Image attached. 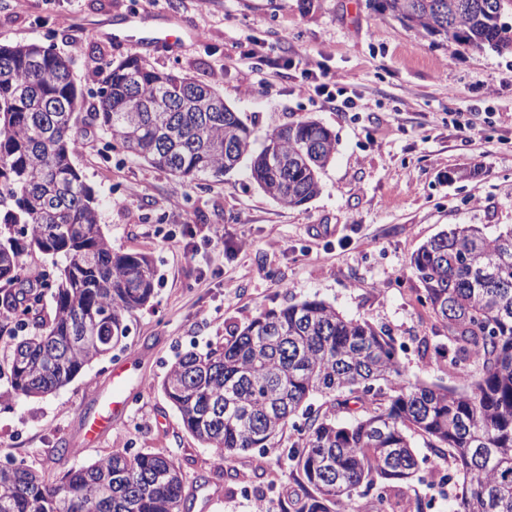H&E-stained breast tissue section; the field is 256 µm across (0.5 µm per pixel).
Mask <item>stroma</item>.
I'll list each match as a JSON object with an SVG mask.
<instances>
[{
    "label": "stroma",
    "instance_id": "1",
    "mask_svg": "<svg viewBox=\"0 0 512 512\" xmlns=\"http://www.w3.org/2000/svg\"><path fill=\"white\" fill-rule=\"evenodd\" d=\"M132 14L188 32L144 61L214 88L256 140L314 120L335 135L336 154L318 195L286 208L246 168L184 185L80 124L84 147L73 162L101 202L102 230L113 250L153 259L155 294L129 318L122 347L44 398L5 397L15 341L0 337V462L22 461L53 479L115 448L151 450L180 466L190 512H253L258 497L276 506L292 485L285 449L239 454L216 473L212 449L184 430L162 379L179 355L205 350L258 309L315 297L389 329L407 380L459 385L449 355L421 352V340H448L419 301L410 260L451 225L512 224V54L433 45L366 0H0V44L36 42L69 57L89 99L107 63L125 56L109 33ZM256 40L267 56L251 54ZM270 56L287 67H268ZM311 61L356 94V108L300 91ZM467 120L476 132L458 129ZM243 239L247 249L234 251ZM128 362L125 415L97 446L80 449L84 418L99 412L113 370ZM412 441L419 479L398 493L421 497L425 512H449L440 489L453 470L449 452L419 435ZM64 446L70 454L58 455Z\"/></svg>",
    "mask_w": 512,
    "mask_h": 512
}]
</instances>
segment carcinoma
Listing matches in <instances>:
<instances>
[{
	"instance_id": "1",
	"label": "carcinoma",
	"mask_w": 512,
	"mask_h": 512,
	"mask_svg": "<svg viewBox=\"0 0 512 512\" xmlns=\"http://www.w3.org/2000/svg\"><path fill=\"white\" fill-rule=\"evenodd\" d=\"M443 41L502 53L512 0H368ZM84 94L71 61L36 43L0 45V336L16 337L7 393L43 397L121 346L128 318L154 294L150 257L120 253L100 226L99 202L72 156ZM112 148L203 185L248 161L251 180L284 207L320 191L336 139L307 120L252 131L208 85L157 71L135 54L102 80L87 113ZM51 258L53 279L25 270V251ZM421 302L446 328L463 387L403 378L394 338L317 298L261 308L204 352L178 357L160 384L185 431L213 450L214 468L288 434L292 490L281 512H349L355 497L414 479L412 436L447 448L460 482L451 512H512V225L488 233L454 224L411 259ZM54 316L40 318L44 292ZM329 399L330 412L306 402ZM355 405L336 422L332 411ZM184 476L169 456L115 449L46 480L24 462L0 465V512H185Z\"/></svg>"
}]
</instances>
